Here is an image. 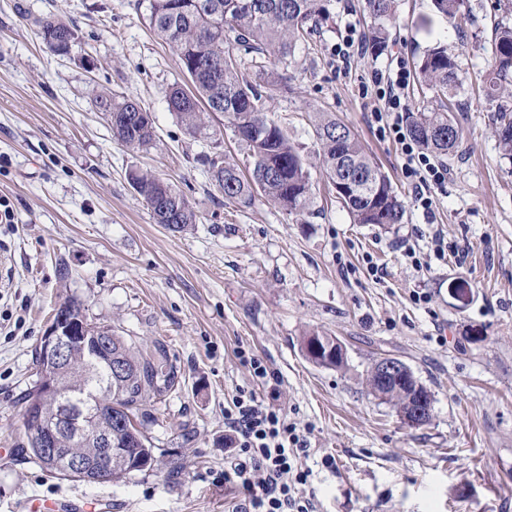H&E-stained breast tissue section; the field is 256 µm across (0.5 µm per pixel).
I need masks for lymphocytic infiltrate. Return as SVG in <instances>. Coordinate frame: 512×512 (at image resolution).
I'll use <instances>...</instances> for the list:
<instances>
[{"mask_svg": "<svg viewBox=\"0 0 512 512\" xmlns=\"http://www.w3.org/2000/svg\"><path fill=\"white\" fill-rule=\"evenodd\" d=\"M409 73H396L375 83V95L384 103L374 118L380 131L399 145L402 172L416 189L423 209L431 207V193L448 178L447 168L431 162L405 132L408 106L402 92ZM226 445L234 461L224 469V485L240 490L243 500L232 512H317L314 495L307 493L309 472L302 466L307 440L282 409L241 389L224 408Z\"/></svg>", "mask_w": 512, "mask_h": 512, "instance_id": "1", "label": "lymphocytic infiltrate"}]
</instances>
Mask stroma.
Segmentation results:
<instances>
[{
  "label": "stroma",
  "instance_id": "obj_1",
  "mask_svg": "<svg viewBox=\"0 0 512 512\" xmlns=\"http://www.w3.org/2000/svg\"><path fill=\"white\" fill-rule=\"evenodd\" d=\"M363 5L331 0L325 33L314 50L296 49L272 110L309 161V112L346 124L403 199L399 224L352 223L316 167L308 214L260 197L245 208L225 200L200 156L226 158L246 176L253 160L223 117L212 122L219 135H191L170 111L169 87L188 79L150 28L148 0H0V198L14 212L13 223H0V512L35 502L54 512H227L224 406L242 388L275 401L305 435L318 512H512V161L481 92L492 26L512 25V9L467 0L472 20L461 27L432 0H396L378 50ZM49 11L79 30L70 55L49 53L37 36L34 20ZM347 40L364 50L344 63L336 48ZM438 43L460 66L463 135L439 159L448 180L426 211L366 91ZM101 89L151 113L155 145L132 153L113 139L94 100ZM132 168L175 184L198 223H155L126 179ZM439 236L448 245L441 260ZM68 296L135 344L162 342L180 377L147 425L155 466L121 482L59 479L15 453L25 440L16 399ZM311 333L339 339L345 364L310 362L301 341ZM242 350L268 367L269 381L252 377ZM384 355L431 391L429 423L409 426L370 393L368 371Z\"/></svg>",
  "mask_w": 512,
  "mask_h": 512
}]
</instances>
